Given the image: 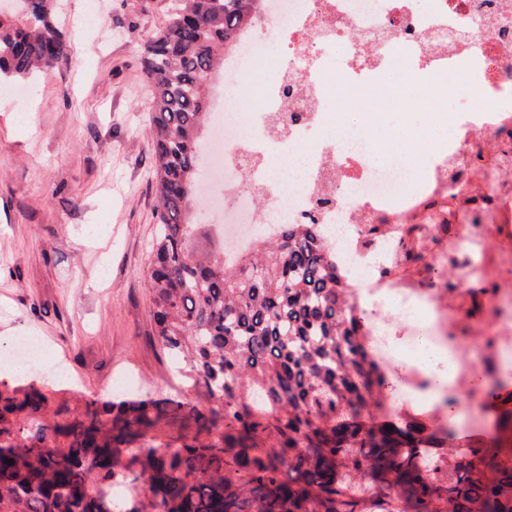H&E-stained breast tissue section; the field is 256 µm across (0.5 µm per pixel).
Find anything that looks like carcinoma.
Segmentation results:
<instances>
[{"mask_svg":"<svg viewBox=\"0 0 512 512\" xmlns=\"http://www.w3.org/2000/svg\"><path fill=\"white\" fill-rule=\"evenodd\" d=\"M30 2L0 18V81L68 54L50 0ZM264 4L175 0L143 49L155 335L204 402L53 411L42 390L1 381L0 512H512V452L455 448L452 427L421 414L377 418L391 380L322 225L272 224L230 259L199 250L208 86Z\"/></svg>","mask_w":512,"mask_h":512,"instance_id":"1","label":"carcinoma"}]
</instances>
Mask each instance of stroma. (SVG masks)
Returning <instances> with one entry per match:
<instances>
[{
	"label": "stroma",
	"mask_w": 512,
	"mask_h": 512,
	"mask_svg": "<svg viewBox=\"0 0 512 512\" xmlns=\"http://www.w3.org/2000/svg\"><path fill=\"white\" fill-rule=\"evenodd\" d=\"M173 0H55L67 57L29 80L24 106L0 102V344L40 337L62 386L35 380L58 406L108 394L182 399L186 380L153 334L146 268L155 240L153 87L146 40ZM132 378L121 386L122 378ZM512 383L462 442L512 449Z\"/></svg>",
	"instance_id": "obj_1"
}]
</instances>
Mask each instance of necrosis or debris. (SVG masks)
<instances>
[{"instance_id": "1", "label": "necrosis or debris", "mask_w": 512, "mask_h": 512, "mask_svg": "<svg viewBox=\"0 0 512 512\" xmlns=\"http://www.w3.org/2000/svg\"><path fill=\"white\" fill-rule=\"evenodd\" d=\"M418 0H267L259 32H248L224 64L235 83L225 89V107L212 118L211 183L223 186L235 204L225 210L224 236L243 244L264 223L254 207L264 194L280 223L341 224L337 247L349 268L370 285L357 303L385 308L388 278L407 264L402 248L408 225L421 232L420 256L435 269L450 266L442 281L448 294L468 282L483 286L487 306L479 325L447 328L434 343L453 349L460 372L479 387L434 392L424 376L402 387L399 399L433 405L451 413L484 404L493 382L512 374V260L488 273L480 257L488 249L489 223L512 209V162L488 172L454 174L474 156H498L512 147V34L501 36L500 15L512 19V0H437L433 11ZM281 43L283 61L269 72L252 73L246 61L261 56L266 40ZM299 86L289 119L283 94L287 78ZM253 84L258 111L247 134H237L233 108L242 85ZM422 85L432 112L463 129L460 139L434 142L420 180L397 160L380 167L367 161L372 143L359 133L344 135L337 118L345 98L367 109L386 107L412 86ZM277 156L279 169L266 165ZM304 156L295 166L296 156ZM330 196L328 205L317 200ZM459 224L447 245L433 244L439 224ZM491 356L471 361L464 349L471 337Z\"/></svg>"}]
</instances>
